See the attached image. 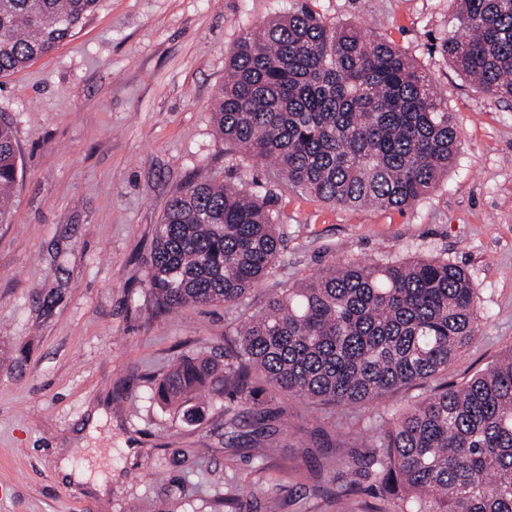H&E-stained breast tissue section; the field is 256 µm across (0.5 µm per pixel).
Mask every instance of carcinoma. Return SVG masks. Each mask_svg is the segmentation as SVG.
I'll return each instance as SVG.
<instances>
[{"mask_svg":"<svg viewBox=\"0 0 512 512\" xmlns=\"http://www.w3.org/2000/svg\"><path fill=\"white\" fill-rule=\"evenodd\" d=\"M98 0H0V77L45 55ZM440 48L477 88L512 98V0H461ZM224 140L278 182L347 209H405L435 189L459 149L447 100L426 71L383 38L327 24L305 0L246 29L213 104ZM18 150L0 122V224L11 219ZM283 243L270 201L232 185L191 182L168 201L150 256L149 286L164 310L241 304L271 273ZM476 289L440 258L347 261L277 289L237 330L224 364L174 365L156 400L182 409L206 389L252 420L256 456L266 412L260 381L284 398L343 407L401 388L421 398L388 419L362 455L336 460L326 498L350 508L349 475L374 476L367 512H512V348L458 385L444 373L479 326Z\"/></svg>","mask_w":512,"mask_h":512,"instance_id":"obj_1","label":"carcinoma"}]
</instances>
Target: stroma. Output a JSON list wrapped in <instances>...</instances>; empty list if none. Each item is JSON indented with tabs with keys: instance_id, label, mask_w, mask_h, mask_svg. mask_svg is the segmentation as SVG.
Returning a JSON list of instances; mask_svg holds the SVG:
<instances>
[{
	"instance_id": "1",
	"label": "stroma",
	"mask_w": 512,
	"mask_h": 512,
	"mask_svg": "<svg viewBox=\"0 0 512 512\" xmlns=\"http://www.w3.org/2000/svg\"><path fill=\"white\" fill-rule=\"evenodd\" d=\"M294 0H99L67 41L0 77V119L20 172L0 224V512H332L326 485L341 441L360 442L413 389L350 409L266 398L276 447L251 456L247 422L224 400L195 420L161 406L155 384L186 357L223 360L237 324L271 289L333 263L448 260L478 294L476 340L448 366L463 383L512 347V99L478 91L439 51L458 0H310L413 58L448 101L460 154L413 207L349 210L271 181L212 118L242 32ZM228 180L273 201L274 269L239 306L156 309L148 259L168 200ZM94 434L80 430L93 409ZM84 446H76V438ZM86 473L68 482L60 459Z\"/></svg>"
}]
</instances>
